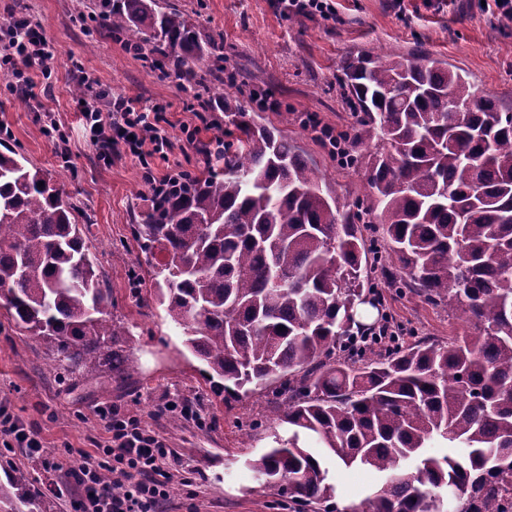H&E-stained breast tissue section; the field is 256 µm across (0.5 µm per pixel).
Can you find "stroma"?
<instances>
[{
    "instance_id": "stroma-1",
    "label": "stroma",
    "mask_w": 512,
    "mask_h": 512,
    "mask_svg": "<svg viewBox=\"0 0 512 512\" xmlns=\"http://www.w3.org/2000/svg\"><path fill=\"white\" fill-rule=\"evenodd\" d=\"M95 2L0 0V23L13 15L30 17L57 49L54 84L37 100L19 103L0 76V126L9 130V147L30 164L52 172L65 169L64 189L77 207L76 220L101 279L112 290V315L127 330L115 351L131 356L135 369L122 380L84 379L56 362L44 342L28 336L0 309V400L39 432L61 466L40 470L15 450L7 458L31 472L49 512H75L81 491L70 486L67 474L81 465L82 452L105 438L96 408L107 404L136 416L178 453L180 477L170 487L165 512H296V504L263 485L248 466L271 447L273 435L287 436V427L276 420L282 398L266 391L228 402L204 377L200 361L183 344L182 330L158 304L152 268L131 232L148 204L142 166L128 156L108 164L97 158L80 129L72 89L87 72L109 94L165 106L175 140L182 136V124L194 120L187 110L194 96L207 100L222 93L247 108L253 91L263 90L276 107L260 110L259 121L283 127L318 169L325 189L351 202L365 193L366 166L342 164L319 131L324 124L339 134L353 132L355 118L340 85L341 62L360 51L418 47L512 107V21L481 0H334L332 19L283 16L276 0H175L202 34L223 39L224 69L236 75L226 86L205 77L186 92L176 76L146 65L108 29L85 32L76 13ZM52 124L66 134V145L52 139ZM374 292L379 305L373 323L397 326L399 345L422 337L444 343L470 329L447 307L389 288L383 278H376ZM171 401L194 402L199 422L169 415L165 406ZM326 466L339 505L359 503L375 483L370 471L332 459Z\"/></svg>"
}]
</instances>
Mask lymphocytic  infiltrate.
<instances>
[{
	"label": "lymphocytic infiltrate",
	"instance_id": "obj_1",
	"mask_svg": "<svg viewBox=\"0 0 512 512\" xmlns=\"http://www.w3.org/2000/svg\"><path fill=\"white\" fill-rule=\"evenodd\" d=\"M56 56L55 45L31 19L0 26V74L7 77L10 88L23 91L26 97H34L37 82H49ZM79 112L98 156L138 158L145 183L156 190L165 188L173 176H156L151 160L165 161L173 151H187L201 131L199 125H186L181 140H172L162 109L147 107L136 97L95 93ZM97 414L108 438L94 452L84 454L82 465L72 473L75 486L84 492L76 505L78 512H162L178 471L174 450L136 417L104 406L98 407ZM0 446L19 449L43 469L60 466L57 456L45 453L40 437L2 403Z\"/></svg>",
	"mask_w": 512,
	"mask_h": 512
}]
</instances>
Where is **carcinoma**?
Returning a JSON list of instances; mask_svg holds the SVG:
<instances>
[{"label":"carcinoma","instance_id":"carcinoma-1","mask_svg":"<svg viewBox=\"0 0 512 512\" xmlns=\"http://www.w3.org/2000/svg\"><path fill=\"white\" fill-rule=\"evenodd\" d=\"M156 65L224 72V55L175 7L99 0L88 15ZM367 158L368 193L342 203L282 130L229 102L224 171L184 174L132 225L185 345L232 398L279 384L286 439L249 466L277 494L343 512L312 440L379 483L353 512H512V108L426 52L359 53L341 64ZM43 186H38V183ZM75 207L49 173L0 150V307L90 379H122L112 319ZM387 282L446 304L473 331L362 354L352 302L380 262ZM451 448L441 457L428 448ZM0 499L43 512L15 468Z\"/></svg>","mask_w":512,"mask_h":512}]
</instances>
